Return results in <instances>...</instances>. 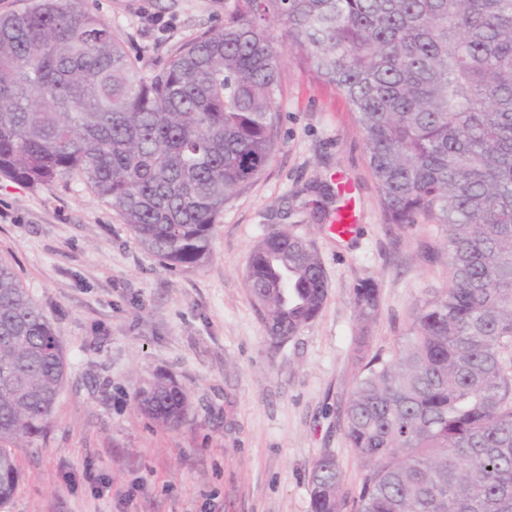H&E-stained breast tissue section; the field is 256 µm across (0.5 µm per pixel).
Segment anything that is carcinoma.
Wrapping results in <instances>:
<instances>
[{
	"instance_id": "obj_1",
	"label": "carcinoma",
	"mask_w": 512,
	"mask_h": 512,
	"mask_svg": "<svg viewBox=\"0 0 512 512\" xmlns=\"http://www.w3.org/2000/svg\"><path fill=\"white\" fill-rule=\"evenodd\" d=\"M276 28L344 96L386 223L431 220L448 245V287L417 305L398 356L367 362L347 403L357 493L324 454L311 512H512V0H228L224 29L149 78L82 0H28L0 15V175L38 187L79 170L140 245L202 265L217 216L280 137ZM246 281L278 340L327 297L311 246L280 229ZM353 294L370 321L376 289ZM65 379L60 337L0 262V507L20 480L13 449L47 427ZM135 401L166 427L189 409L166 379Z\"/></svg>"
}]
</instances>
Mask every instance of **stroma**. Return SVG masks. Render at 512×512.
<instances>
[{
    "label": "stroma",
    "instance_id": "35a3bbf8",
    "mask_svg": "<svg viewBox=\"0 0 512 512\" xmlns=\"http://www.w3.org/2000/svg\"><path fill=\"white\" fill-rule=\"evenodd\" d=\"M151 76L224 0H84ZM281 136L265 173L217 217L208 260L167 268L86 176L45 187L0 176V261L60 336L67 379L51 421L18 449V488L0 512H311L310 473L337 459L349 493L363 470L343 413L365 359L396 355L416 306L448 284L444 235L386 223L361 131L343 97L283 53ZM349 182L353 235L329 228ZM279 228L312 243L327 277L319 315L273 341L246 283L253 248ZM378 307L361 322L353 290ZM169 377L190 408L166 428L139 411L138 383ZM358 316L362 322H369L377 307V291L368 282L359 283L353 290Z\"/></svg>",
    "mask_w": 512,
    "mask_h": 512
}]
</instances>
